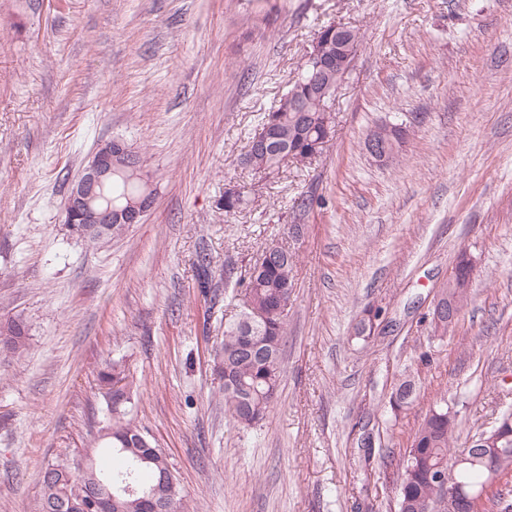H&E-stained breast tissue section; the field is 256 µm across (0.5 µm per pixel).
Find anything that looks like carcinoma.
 <instances>
[{
    "mask_svg": "<svg viewBox=\"0 0 512 512\" xmlns=\"http://www.w3.org/2000/svg\"><path fill=\"white\" fill-rule=\"evenodd\" d=\"M359 35L357 28L332 24L320 28L321 39L336 44V39ZM309 66L283 95L272 111L265 113L248 138L241 165L264 177L276 176L292 164L305 167L319 156L334 132V118L330 112L333 94L321 97L307 86ZM144 184L121 167L112 175V203L121 207L126 199L141 193ZM249 202V190L241 186L224 191L222 209L224 218L241 211ZM125 232V225L114 224L104 234H94L86 243L100 248ZM296 253L283 241L270 238L262 244L259 257L234 287L240 289L241 310L237 317L224 324V338L216 353L223 384L220 394L224 413L229 422L240 429H251L264 420L273 408L281 380V347L288 336V305L295 288L294 268ZM213 258L202 253L198 265L203 272L200 288L208 294L212 282ZM471 273V259L467 253L457 256L449 282L443 283L440 293L459 296L460 308L470 300V291L460 290ZM381 310L366 307L354 326V335L363 342L371 339L368 329L379 320ZM28 326L20 317L0 321V359L8 361L21 356L28 347ZM125 367L112 362L100 373L105 389L108 417L102 422L95 439L96 447L85 454L96 457L110 453L120 460L112 469L93 466L79 472L75 462L65 458L48 464L40 481L39 512H63L67 500L84 501L96 496V491L127 480L146 490L154 489L159 498L172 502L173 512H193L181 494L179 485H161V473L173 470L168 455L158 448L145 427L127 418L130 397L123 382ZM415 384L403 378L395 393V404H408L415 396ZM500 440L498 447L485 452L500 462L501 472L512 471V411L503 413L495 425ZM459 430L455 419L448 418V408L436 405L422 418L404 448L400 482L395 488L398 512H448V503L442 500L431 484L430 476L442 469L448 474V483L470 488H481L487 480V470L481 456L469 463L455 466V460L465 448L458 446Z\"/></svg>",
    "mask_w": 512,
    "mask_h": 512,
    "instance_id": "1",
    "label": "carcinoma"
}]
</instances>
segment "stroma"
Wrapping results in <instances>:
<instances>
[{"mask_svg": "<svg viewBox=\"0 0 512 512\" xmlns=\"http://www.w3.org/2000/svg\"><path fill=\"white\" fill-rule=\"evenodd\" d=\"M337 23L361 42L332 139L225 218L248 135ZM385 121L410 126L387 164L363 146ZM112 138L139 152L156 197L98 249L70 235L64 206ZM289 224L304 233L288 242L282 381L243 431L224 417L215 352L238 311L231 283ZM463 249L471 301L433 346L427 315ZM368 305L382 317L364 344ZM17 315L30 340L0 364V512H39L42 470L93 447L112 360L129 417L199 512H396L400 465L366 463L359 438L412 436L440 401L465 435L512 409V0H0V320ZM430 347L415 400L393 410Z\"/></svg>", "mask_w": 512, "mask_h": 512, "instance_id": "35a3bbf8", "label": "stroma"}]
</instances>
